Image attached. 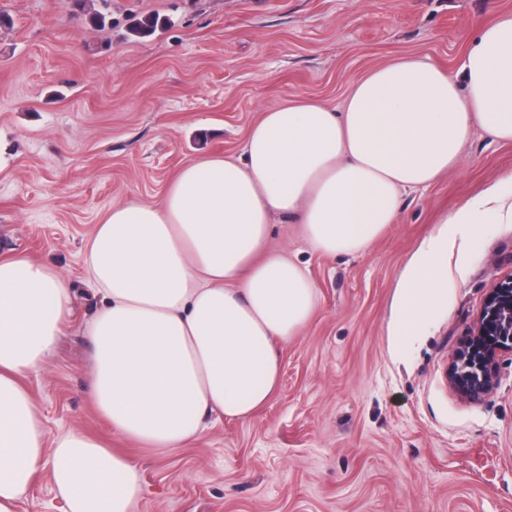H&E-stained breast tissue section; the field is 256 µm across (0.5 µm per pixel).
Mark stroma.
Wrapping results in <instances>:
<instances>
[{"mask_svg":"<svg viewBox=\"0 0 512 512\" xmlns=\"http://www.w3.org/2000/svg\"><path fill=\"white\" fill-rule=\"evenodd\" d=\"M500 12L512 0H0V254L25 252L71 286L54 354L25 378L48 440L78 430L130 455L143 484L133 512H512V354L478 401L445 376L487 292L512 275V222L450 259L426 336L397 356L388 330L420 243L512 171V143L479 130L363 255L313 253L299 225L275 220L266 248L307 266L317 305L277 342L279 385L254 417L158 451L114 435L86 393L99 297L84 253L112 206L159 204L184 164L238 153L260 113L289 99L341 107L356 77L404 56L455 71ZM147 16L158 27L136 35ZM17 512H66L49 472Z\"/></svg>","mask_w":512,"mask_h":512,"instance_id":"obj_1","label":"stroma"}]
</instances>
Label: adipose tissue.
Segmentation results:
<instances>
[{
    "label": "adipose tissue",
    "mask_w": 512,
    "mask_h": 512,
    "mask_svg": "<svg viewBox=\"0 0 512 512\" xmlns=\"http://www.w3.org/2000/svg\"><path fill=\"white\" fill-rule=\"evenodd\" d=\"M512 142V13L480 27L457 74L403 57L358 77L341 109L293 99L263 112L240 154L186 163L160 205H115L86 243L102 297L87 327L89 395L120 436L157 449L200 439L215 418L246 420L279 381L274 344L310 319L306 268L266 249L273 216L314 252L363 254L396 223L404 193L457 169L474 130ZM512 173L446 216L400 274L394 354L448 301V261L512 220ZM70 285L51 265L0 258V512L49 470L69 512H131L140 473L80 431L46 450L24 376L54 352Z\"/></svg>",
    "instance_id": "1"
}]
</instances>
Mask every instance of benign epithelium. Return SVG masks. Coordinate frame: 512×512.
Instances as JSON below:
<instances>
[{
  "label": "benign epithelium",
  "instance_id": "7a95c632",
  "mask_svg": "<svg viewBox=\"0 0 512 512\" xmlns=\"http://www.w3.org/2000/svg\"><path fill=\"white\" fill-rule=\"evenodd\" d=\"M506 351L512 352V278L487 294L472 334L451 362L450 386L466 399H481L497 385V357Z\"/></svg>",
  "mask_w": 512,
  "mask_h": 512
}]
</instances>
